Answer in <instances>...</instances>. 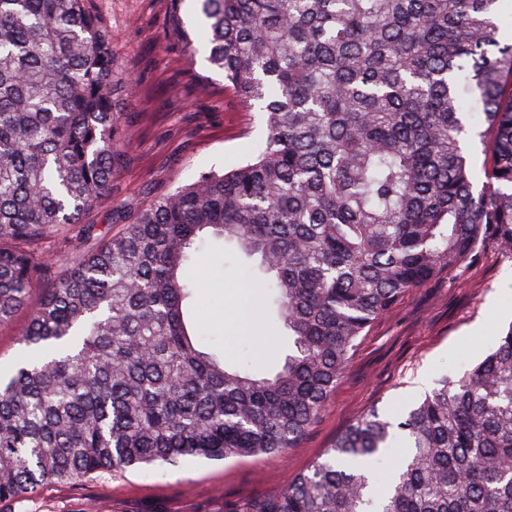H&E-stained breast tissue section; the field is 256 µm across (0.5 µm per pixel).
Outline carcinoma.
I'll use <instances>...</instances> for the list:
<instances>
[{
  "label": "carcinoma",
  "instance_id": "carcinoma-1",
  "mask_svg": "<svg viewBox=\"0 0 512 512\" xmlns=\"http://www.w3.org/2000/svg\"><path fill=\"white\" fill-rule=\"evenodd\" d=\"M86 0H0V325L89 225L123 167L133 79ZM224 91L263 114L257 154L155 199L50 281L0 372V502L187 458L276 456L325 411L364 330L411 288L512 253V42L499 0H170ZM482 146L477 181L463 141ZM259 256L292 349L262 376L195 338L207 237ZM409 452L377 486L372 462ZM245 512H512V327L395 423L370 410Z\"/></svg>",
  "mask_w": 512,
  "mask_h": 512
}]
</instances>
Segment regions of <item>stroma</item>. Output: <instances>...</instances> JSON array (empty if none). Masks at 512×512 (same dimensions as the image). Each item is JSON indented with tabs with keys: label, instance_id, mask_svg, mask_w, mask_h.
Masks as SVG:
<instances>
[{
	"label": "stroma",
	"instance_id": "obj_1",
	"mask_svg": "<svg viewBox=\"0 0 512 512\" xmlns=\"http://www.w3.org/2000/svg\"><path fill=\"white\" fill-rule=\"evenodd\" d=\"M88 8L114 33L112 53L138 88L114 95L132 132L122 145L126 169L92 214L90 232L49 246L65 262L116 232V218L132 219L201 171L249 159L265 134L261 114L225 96L223 74L203 55L189 57L166 42L169 0H89ZM187 275L198 284L192 313L201 343L235 364L273 369L288 336L271 322L259 259L210 242ZM511 326L512 257L489 245L469 267L405 292L365 330L326 410L285 454L189 458L78 485L49 483L13 512H244L253 501L279 496L368 411L397 417L441 377L468 370Z\"/></svg>",
	"mask_w": 512,
	"mask_h": 512
}]
</instances>
